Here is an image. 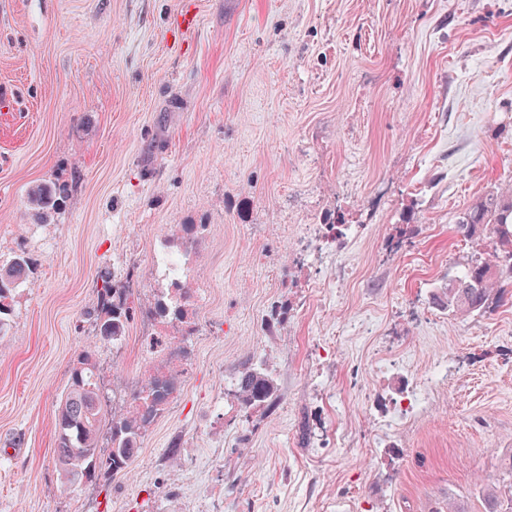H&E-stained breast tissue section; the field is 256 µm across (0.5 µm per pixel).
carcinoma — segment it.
I'll return each instance as SVG.
<instances>
[{
	"mask_svg": "<svg viewBox=\"0 0 512 512\" xmlns=\"http://www.w3.org/2000/svg\"><path fill=\"white\" fill-rule=\"evenodd\" d=\"M29 201L45 220L59 213L63 205L61 190L53 183L35 186ZM455 228L475 249L463 270L448 276V286L442 291L443 303L454 316L483 315L497 306L507 289L512 288V191L492 192L478 198L461 213ZM36 271V259L24 251L0 261V337L11 325L18 290ZM100 280L98 306L94 311L97 333L119 345L134 314L131 291L112 282L108 275L100 276ZM191 295L189 283H174L158 299L155 315L185 325L187 334H192L187 309ZM173 388L171 381L160 385L146 380L136 397V408L125 417L112 419L110 447L104 450L99 445L105 418L104 396L92 354L82 353L72 369L70 384L56 416V464L66 482L78 487L127 468L134 461L142 430ZM271 395L269 382L254 370L244 371L236 378L235 396L246 407ZM96 453L107 457L108 462L91 464ZM486 496L488 512H512V481L487 490Z\"/></svg>",
	"mask_w": 512,
	"mask_h": 512,
	"instance_id": "cac0c4a2",
	"label": "carcinoma"
}]
</instances>
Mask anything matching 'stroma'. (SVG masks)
<instances>
[{"label": "stroma", "instance_id": "35a3bbf8", "mask_svg": "<svg viewBox=\"0 0 512 512\" xmlns=\"http://www.w3.org/2000/svg\"><path fill=\"white\" fill-rule=\"evenodd\" d=\"M0 94V258L38 263L0 339V512H485L512 298L457 318L437 296L473 251L459 214L512 186V0H0ZM45 182L66 191L47 220ZM189 224L196 333L172 363L155 258ZM310 224L354 230L299 267ZM103 272L135 284L119 346L91 316ZM381 346L459 372L375 449L369 406L405 380L372 372ZM85 351L107 418L145 380L175 391L132 465L69 490L56 412ZM254 363L275 399L244 415L227 381ZM29 201L45 220L58 214L64 202L60 188L53 183L35 186L30 193Z\"/></svg>", "mask_w": 512, "mask_h": 512}]
</instances>
